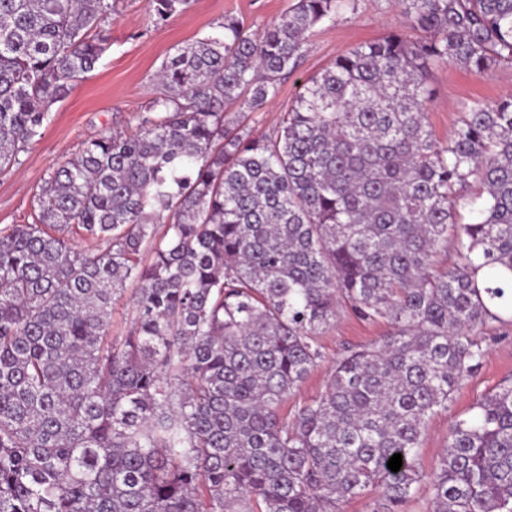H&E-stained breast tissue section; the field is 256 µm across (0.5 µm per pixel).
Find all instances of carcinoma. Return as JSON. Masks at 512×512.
Segmentation results:
<instances>
[{"label":"carcinoma","mask_w":512,"mask_h":512,"mask_svg":"<svg viewBox=\"0 0 512 512\" xmlns=\"http://www.w3.org/2000/svg\"><path fill=\"white\" fill-rule=\"evenodd\" d=\"M353 2L297 0L254 35L228 17L176 48L138 130L90 139L44 178L32 222L0 228V512L414 497L426 421L481 366L477 331L512 318V95L467 103L441 143L427 73L512 65V0H401L417 38L338 56L268 136L229 117L275 99ZM191 3L151 0L155 23ZM115 5L0 0V174L94 70ZM343 306L391 332L336 357L290 420ZM473 410L448 428L434 512H512V384Z\"/></svg>","instance_id":"cac0c4a2"}]
</instances>
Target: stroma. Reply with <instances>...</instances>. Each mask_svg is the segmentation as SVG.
Here are the masks:
<instances>
[{
  "instance_id": "1",
  "label": "stroma",
  "mask_w": 512,
  "mask_h": 512,
  "mask_svg": "<svg viewBox=\"0 0 512 512\" xmlns=\"http://www.w3.org/2000/svg\"><path fill=\"white\" fill-rule=\"evenodd\" d=\"M294 2L193 0L186 11L157 25L150 17L149 0H118L115 12L104 26L108 49L97 68L77 82L64 101L52 107L50 121L38 141L21 154L20 165L10 173L0 174V227L31 222L38 185L49 171L78 153L84 142L106 128L125 133L135 131L140 112L157 89L155 75L177 47L212 33L227 17L241 21L248 33H258ZM394 31H410L399 0H355L352 12L318 24L299 66L282 80L278 97L248 119L252 136L272 134L303 82L328 66L337 55ZM428 84L434 96L426 120L434 136L443 142L457 126L466 103L474 99L495 101L512 94V67L493 66L474 74L457 65L441 64L432 67ZM389 331L385 322L365 321L349 309H340L334 325L321 338L324 361L289 396L285 412L295 413L322 391L334 358L345 348L370 344ZM483 334L489 348L482 365L455 392L447 409L427 422L419 457L425 480L400 512H432L427 478L442 456L449 425L454 419L471 415L478 399L512 381V324L489 325Z\"/></svg>"
}]
</instances>
